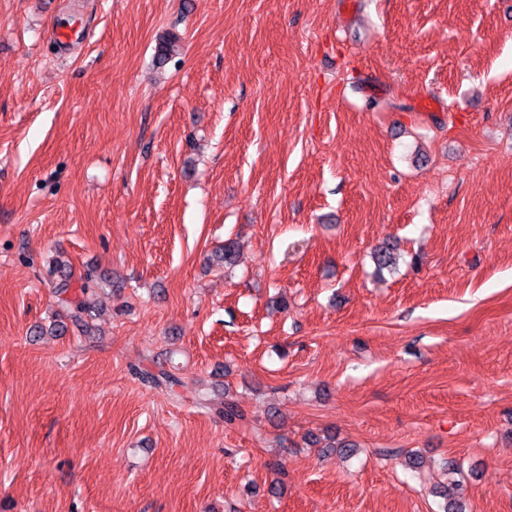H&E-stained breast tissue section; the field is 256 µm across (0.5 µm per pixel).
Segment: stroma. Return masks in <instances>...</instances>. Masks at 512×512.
Instances as JSON below:
<instances>
[{
    "label": "stroma",
    "mask_w": 512,
    "mask_h": 512,
    "mask_svg": "<svg viewBox=\"0 0 512 512\" xmlns=\"http://www.w3.org/2000/svg\"><path fill=\"white\" fill-rule=\"evenodd\" d=\"M454 478L512 512V0H0V512H442Z\"/></svg>",
    "instance_id": "stroma-1"
}]
</instances>
